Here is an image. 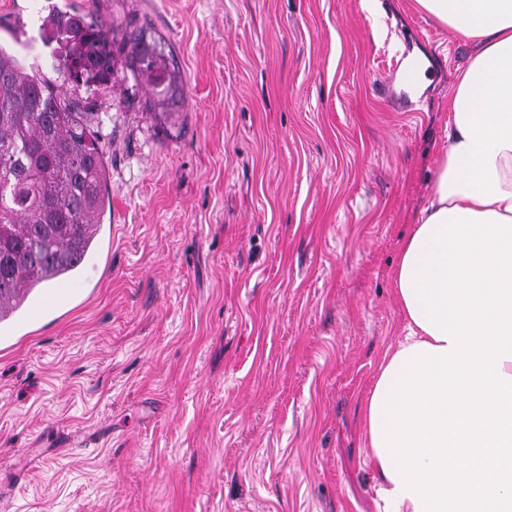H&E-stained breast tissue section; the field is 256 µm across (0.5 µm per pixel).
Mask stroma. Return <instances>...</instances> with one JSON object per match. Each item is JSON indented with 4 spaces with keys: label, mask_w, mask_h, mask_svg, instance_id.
I'll use <instances>...</instances> for the list:
<instances>
[{
    "label": "stroma",
    "mask_w": 512,
    "mask_h": 512,
    "mask_svg": "<svg viewBox=\"0 0 512 512\" xmlns=\"http://www.w3.org/2000/svg\"><path fill=\"white\" fill-rule=\"evenodd\" d=\"M170 53L180 110L125 70H57L44 18ZM0 46L86 114L100 244L41 319L0 325L13 512H384L361 405L406 334L392 272L478 51L416 0H0ZM422 56L420 99L383 84Z\"/></svg>",
    "instance_id": "obj_1"
}]
</instances>
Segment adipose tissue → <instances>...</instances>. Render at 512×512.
I'll return each instance as SVG.
<instances>
[{
	"mask_svg": "<svg viewBox=\"0 0 512 512\" xmlns=\"http://www.w3.org/2000/svg\"><path fill=\"white\" fill-rule=\"evenodd\" d=\"M479 50L393 275L407 334L363 406L386 512H512V0H416Z\"/></svg>",
	"mask_w": 512,
	"mask_h": 512,
	"instance_id": "obj_1",
	"label": "adipose tissue"
}]
</instances>
